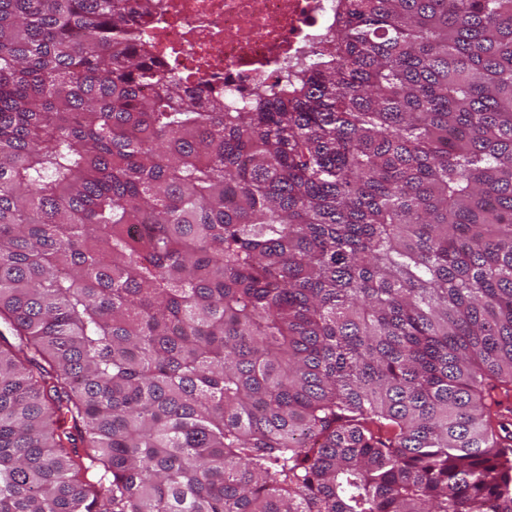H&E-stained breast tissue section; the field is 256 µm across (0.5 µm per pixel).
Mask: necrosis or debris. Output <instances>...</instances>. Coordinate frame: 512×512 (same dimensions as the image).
Segmentation results:
<instances>
[{
    "mask_svg": "<svg viewBox=\"0 0 512 512\" xmlns=\"http://www.w3.org/2000/svg\"><path fill=\"white\" fill-rule=\"evenodd\" d=\"M150 50L189 86L224 91L229 111L248 108L326 47L335 0H148Z\"/></svg>",
    "mask_w": 512,
    "mask_h": 512,
    "instance_id": "4bbe7bcc",
    "label": "necrosis or debris"
}]
</instances>
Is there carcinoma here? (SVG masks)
Here are the masks:
<instances>
[{"label":"carcinoma","mask_w":512,"mask_h":512,"mask_svg":"<svg viewBox=\"0 0 512 512\" xmlns=\"http://www.w3.org/2000/svg\"><path fill=\"white\" fill-rule=\"evenodd\" d=\"M128 2L0 0V512H512V0L243 112Z\"/></svg>","instance_id":"1"}]
</instances>
